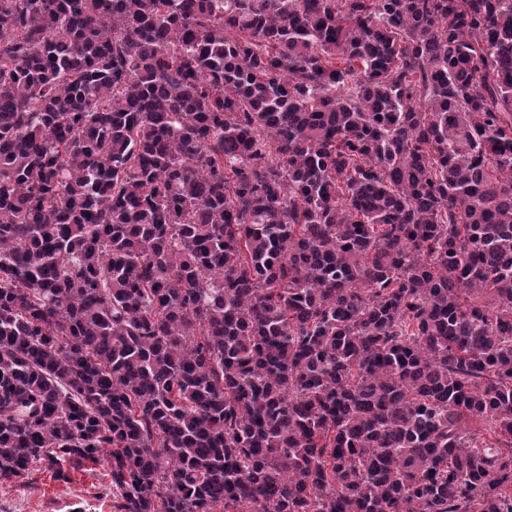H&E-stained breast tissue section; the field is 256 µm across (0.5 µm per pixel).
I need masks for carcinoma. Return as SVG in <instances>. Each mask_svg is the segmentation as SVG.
<instances>
[{"instance_id":"cac0c4a2","label":"carcinoma","mask_w":512,"mask_h":512,"mask_svg":"<svg viewBox=\"0 0 512 512\" xmlns=\"http://www.w3.org/2000/svg\"><path fill=\"white\" fill-rule=\"evenodd\" d=\"M118 512H512V0H0V481ZM70 470V482L54 480L43 464L25 485L0 484V512H116L105 460Z\"/></svg>"}]
</instances>
